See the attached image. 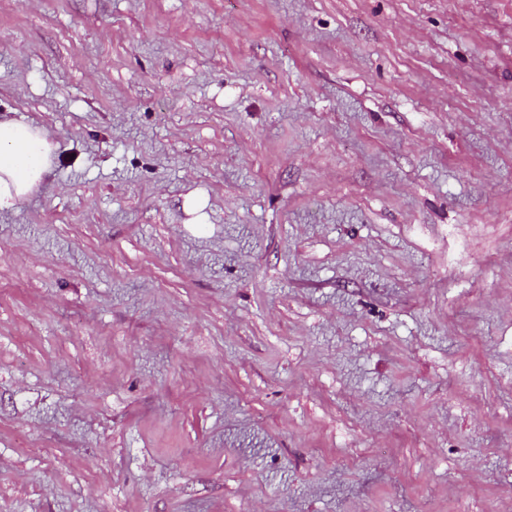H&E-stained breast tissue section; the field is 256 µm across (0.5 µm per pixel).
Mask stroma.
I'll list each match as a JSON object with an SVG mask.
<instances>
[{"instance_id":"1","label":"stroma","mask_w":512,"mask_h":512,"mask_svg":"<svg viewBox=\"0 0 512 512\" xmlns=\"http://www.w3.org/2000/svg\"><path fill=\"white\" fill-rule=\"evenodd\" d=\"M0 512H512V0H0ZM54 146L45 133L15 121H0V209L27 200L52 165Z\"/></svg>"}]
</instances>
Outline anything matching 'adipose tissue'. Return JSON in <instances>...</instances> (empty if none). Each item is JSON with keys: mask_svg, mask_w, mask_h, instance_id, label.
Masks as SVG:
<instances>
[{"mask_svg": "<svg viewBox=\"0 0 512 512\" xmlns=\"http://www.w3.org/2000/svg\"><path fill=\"white\" fill-rule=\"evenodd\" d=\"M54 147L45 133L15 121H0V208L27 200L52 165Z\"/></svg>", "mask_w": 512, "mask_h": 512, "instance_id": "ef3b65f1", "label": "adipose tissue"}]
</instances>
